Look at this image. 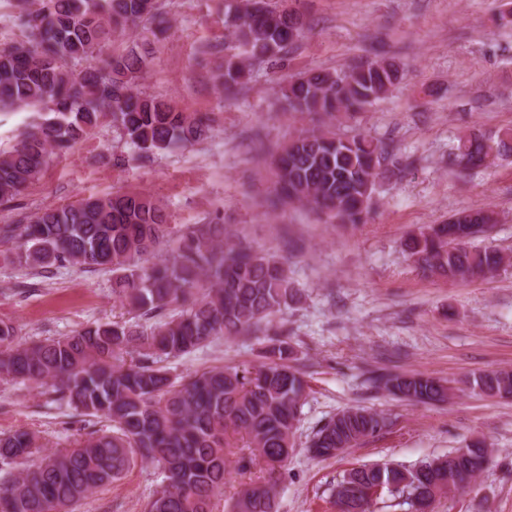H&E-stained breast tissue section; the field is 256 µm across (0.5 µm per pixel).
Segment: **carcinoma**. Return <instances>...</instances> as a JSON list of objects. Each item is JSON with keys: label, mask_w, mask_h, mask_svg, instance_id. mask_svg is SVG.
Returning a JSON list of instances; mask_svg holds the SVG:
<instances>
[{"label": "carcinoma", "mask_w": 512, "mask_h": 512, "mask_svg": "<svg viewBox=\"0 0 512 512\" xmlns=\"http://www.w3.org/2000/svg\"><path fill=\"white\" fill-rule=\"evenodd\" d=\"M300 0L271 8L264 0H225L224 28L237 52L224 56L219 79L229 91L251 78V62L285 51L303 32ZM18 21L31 36L0 49V107L39 110L38 121L9 151H0V205L35 183L54 153L67 152L112 116L126 142L149 154L194 145L211 132L210 117L186 113L137 86L146 53L131 49L105 58L112 32L153 21L157 0H18ZM85 63L74 72L70 63ZM399 66L367 58L336 70L289 77L282 88L288 112L350 120L383 99ZM512 158V130L495 144L471 133L458 138L448 168L494 167ZM271 204H301L327 224H364L382 181L407 168L391 145L364 132L328 126L300 133L275 153ZM492 210H462L440 228L410 236L406 252L425 275L468 282L494 275L506 262L472 241L496 223ZM222 224H195L172 238L165 209L138 191L49 206L30 223L0 227L15 243L14 260L31 269L79 265L112 271V295L133 321L93 323L67 336L25 343L0 321V381L28 384L77 416L112 430L76 432L67 448L44 451L39 435L0 434V512H72L99 487L137 463L162 470L165 484L146 512H213L231 471L262 460L266 476L245 483L229 512H278L275 474L295 448L296 424L308 383L294 347L272 318L297 299L287 262L277 254L234 243ZM233 336L259 337L257 366H216L175 375L163 365ZM369 386L412 401H443L452 388L425 376L372 371ZM467 384L489 397L512 389V369L478 373ZM387 427L362 407L345 408L314 432L307 450L332 458ZM489 449L477 439L446 457L411 468L383 463L345 473L332 490L341 512H371L401 498L413 509L475 481ZM382 485L374 497L372 487Z\"/></svg>", "instance_id": "cac0c4a2"}]
</instances>
